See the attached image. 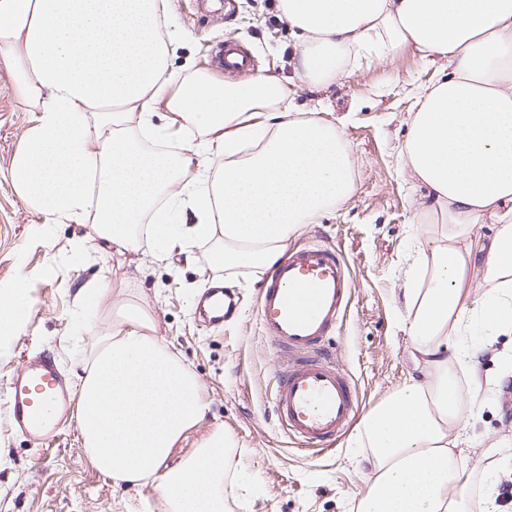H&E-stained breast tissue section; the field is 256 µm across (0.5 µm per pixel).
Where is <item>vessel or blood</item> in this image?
<instances>
[{
	"instance_id": "vessel-or-blood-1",
	"label": "vessel or blood",
	"mask_w": 512,
	"mask_h": 512,
	"mask_svg": "<svg viewBox=\"0 0 512 512\" xmlns=\"http://www.w3.org/2000/svg\"><path fill=\"white\" fill-rule=\"evenodd\" d=\"M351 288L342 254L325 244L293 248L259 288L261 325L290 356L273 373L272 410L289 435L317 450L332 449L359 411L357 389L330 351ZM8 403L15 428L52 439L69 412L71 394L56 362L44 358L13 376Z\"/></svg>"
}]
</instances>
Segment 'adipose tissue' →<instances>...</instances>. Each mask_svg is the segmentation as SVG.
I'll return each instance as SVG.
<instances>
[{"label": "adipose tissue", "mask_w": 512, "mask_h": 512, "mask_svg": "<svg viewBox=\"0 0 512 512\" xmlns=\"http://www.w3.org/2000/svg\"><path fill=\"white\" fill-rule=\"evenodd\" d=\"M279 3L313 89L404 47L447 64L415 92L400 150L437 230L398 288L414 370L360 422L356 512H471L458 448L484 401L476 339L512 335V0ZM187 38L170 0H0V69L36 115L12 184L46 223L96 225L121 254L206 240L207 267L269 269L353 195L352 151L321 103L297 106L277 77L176 73ZM480 224L495 227L484 243ZM103 295L77 291L75 330L98 335L80 377L85 453L115 483H155L163 512H229L241 483L223 427L169 462L209 412L204 383L141 307L98 324ZM29 302L27 277L0 289L1 336Z\"/></svg>", "instance_id": "obj_1"}]
</instances>
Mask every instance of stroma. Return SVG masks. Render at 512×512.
Returning <instances> with one entry per match:
<instances>
[{
  "label": "stroma",
  "mask_w": 512,
  "mask_h": 512,
  "mask_svg": "<svg viewBox=\"0 0 512 512\" xmlns=\"http://www.w3.org/2000/svg\"><path fill=\"white\" fill-rule=\"evenodd\" d=\"M171 2L175 24L189 34L176 49L175 69L190 65L227 81L250 73L277 76L297 104L324 100L329 120L350 144L354 195L317 223L304 225L289 244L326 241L342 251L352 298L331 346L363 401L376 404L414 367L396 321L394 290L412 262L420 227L398 147L415 91L443 76V60L424 61L403 48L384 63L363 61L348 78L315 92L293 70L294 42L278 16V0ZM229 40L248 54L247 71L225 70ZM10 85L0 71V286L28 276L31 301L20 329L0 338V512L160 510L153 485H117L98 471L83 450L78 416H71L52 442L32 439L11 423L7 393L18 368L30 359L52 356L70 388L78 387L81 360L97 343L95 330H74L75 293L88 282L105 291L103 321H111L115 300L135 302L205 384L208 417L187 433L173 457L190 454L214 426L231 433L239 444L237 466L250 489L246 499L231 503L232 512H355L364 489V477L351 463L356 430L330 452H309L273 415L270 377L288 357L270 342L259 320L257 293L265 271H200L210 251L206 244L190 255L173 248L164 259L146 250L121 255L97 237L93 225L45 223L17 196L9 177L12 156L34 118L17 104ZM83 240L89 249L75 253L74 243ZM219 282L236 292L238 304L223 324L212 325L197 306ZM469 421L474 434L489 441L512 433V390L473 410Z\"/></svg>",
  "instance_id": "stroma-1"
}]
</instances>
